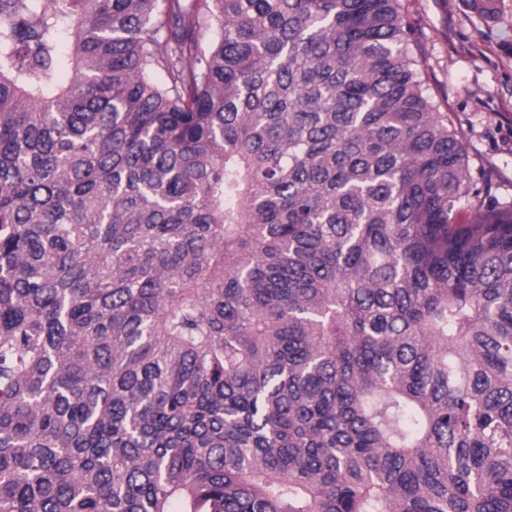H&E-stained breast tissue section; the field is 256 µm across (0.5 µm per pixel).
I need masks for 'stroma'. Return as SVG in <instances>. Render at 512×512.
<instances>
[{"label":"stroma","instance_id":"stroma-1","mask_svg":"<svg viewBox=\"0 0 512 512\" xmlns=\"http://www.w3.org/2000/svg\"><path fill=\"white\" fill-rule=\"evenodd\" d=\"M495 24L466 0H402L413 54L440 111L460 130L478 189L512 201V0Z\"/></svg>","mask_w":512,"mask_h":512}]
</instances>
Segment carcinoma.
<instances>
[{"instance_id":"carcinoma-1","label":"carcinoma","mask_w":512,"mask_h":512,"mask_svg":"<svg viewBox=\"0 0 512 512\" xmlns=\"http://www.w3.org/2000/svg\"><path fill=\"white\" fill-rule=\"evenodd\" d=\"M415 33L0 0V512H512V204Z\"/></svg>"}]
</instances>
